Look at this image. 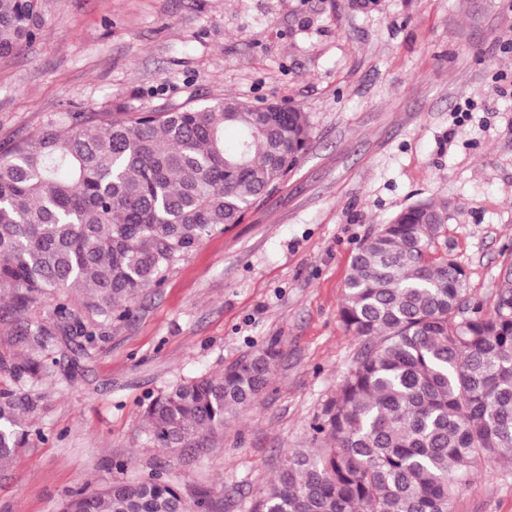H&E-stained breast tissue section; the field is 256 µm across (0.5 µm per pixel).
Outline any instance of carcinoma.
Listing matches in <instances>:
<instances>
[{
    "instance_id": "carcinoma-1",
    "label": "carcinoma",
    "mask_w": 512,
    "mask_h": 512,
    "mask_svg": "<svg viewBox=\"0 0 512 512\" xmlns=\"http://www.w3.org/2000/svg\"><path fill=\"white\" fill-rule=\"evenodd\" d=\"M41 0H0V61L37 38ZM0 155V466L28 444L26 420L53 377L58 344L79 368L104 327L128 321L169 265L241 222L298 163L307 113L222 98L151 112H74ZM238 133L234 150L224 129ZM448 208L417 201L363 240L339 316L362 341L308 448L281 461L250 512H454L477 468L512 460V267L491 309L466 293L442 243ZM42 307L38 319L30 311ZM273 342L183 381L142 411L158 448H190L268 387ZM60 512H214L152 472L72 492Z\"/></svg>"
}]
</instances>
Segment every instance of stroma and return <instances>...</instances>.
I'll return each mask as SVG.
<instances>
[{
  "instance_id": "35a3bbf8",
  "label": "stroma",
  "mask_w": 512,
  "mask_h": 512,
  "mask_svg": "<svg viewBox=\"0 0 512 512\" xmlns=\"http://www.w3.org/2000/svg\"><path fill=\"white\" fill-rule=\"evenodd\" d=\"M36 42L0 62V154L60 115L219 98L300 107L306 152L59 363L0 467V512H58L74 490L163 472L249 512L361 343L338 317L358 245L419 200L446 204L448 255L491 302L512 263V0H42ZM268 388L200 448L151 444L143 404L269 342ZM455 512H512V464L480 467Z\"/></svg>"
}]
</instances>
